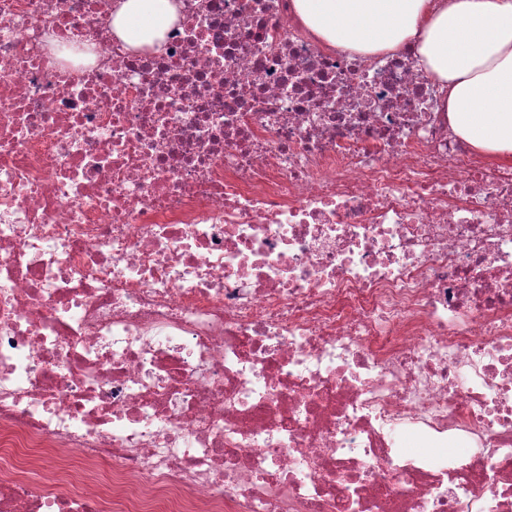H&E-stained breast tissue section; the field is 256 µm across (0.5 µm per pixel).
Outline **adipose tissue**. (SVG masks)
Segmentation results:
<instances>
[{
	"label": "adipose tissue",
	"mask_w": 512,
	"mask_h": 512,
	"mask_svg": "<svg viewBox=\"0 0 512 512\" xmlns=\"http://www.w3.org/2000/svg\"><path fill=\"white\" fill-rule=\"evenodd\" d=\"M320 41L374 56L414 46L447 87L454 132L477 153L512 160V0H292ZM174 0H120L112 30L127 46L160 45Z\"/></svg>",
	"instance_id": "adipose-tissue-1"
}]
</instances>
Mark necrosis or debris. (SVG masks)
<instances>
[{"label":"necrosis or debris","mask_w":512,"mask_h":512,"mask_svg":"<svg viewBox=\"0 0 512 512\" xmlns=\"http://www.w3.org/2000/svg\"><path fill=\"white\" fill-rule=\"evenodd\" d=\"M0 0V512H512V165L291 0ZM177 19L174 0H120L112 15V30L133 49L154 47Z\"/></svg>","instance_id":"obj_1"}]
</instances>
